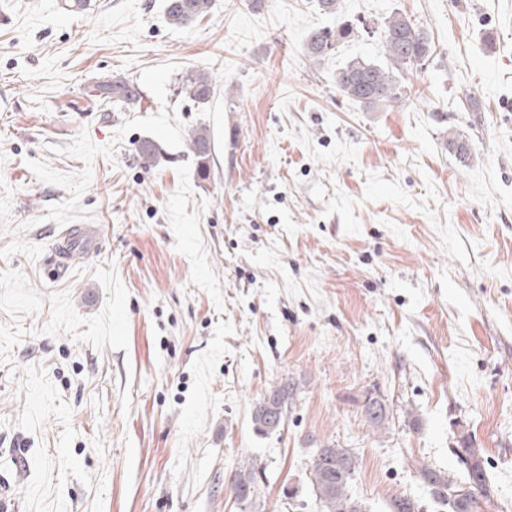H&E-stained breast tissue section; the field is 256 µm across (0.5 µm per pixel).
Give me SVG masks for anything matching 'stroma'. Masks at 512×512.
Instances as JSON below:
<instances>
[{
  "instance_id": "1",
  "label": "stroma",
  "mask_w": 512,
  "mask_h": 512,
  "mask_svg": "<svg viewBox=\"0 0 512 512\" xmlns=\"http://www.w3.org/2000/svg\"><path fill=\"white\" fill-rule=\"evenodd\" d=\"M394 12L432 53L399 106L372 111L336 71L382 60ZM340 13L358 37L313 62L308 33L336 20L316 0H213L181 28L163 0H0V484L16 512H318L327 445L357 458L370 512L399 496L448 512L420 471L463 484L464 438L488 512H512V0ZM190 71L212 75L209 103L180 95ZM109 76L141 104L86 97ZM81 224L97 252L56 266ZM287 379L284 427L257 433L256 400ZM249 464L246 503L232 479ZM188 148L190 153L200 163V170L203 177H205L207 173V160L213 148L208 129L200 127L191 131L188 135Z\"/></svg>"
}]
</instances>
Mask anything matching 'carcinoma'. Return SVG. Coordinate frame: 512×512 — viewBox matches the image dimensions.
<instances>
[{
  "label": "carcinoma",
  "mask_w": 512,
  "mask_h": 512,
  "mask_svg": "<svg viewBox=\"0 0 512 512\" xmlns=\"http://www.w3.org/2000/svg\"><path fill=\"white\" fill-rule=\"evenodd\" d=\"M211 7L212 0H164L163 12L169 25L183 27L207 15ZM356 34V27L348 21L315 29L306 39V55L312 61H321ZM380 42L385 63L353 58L336 71L337 91L368 109L399 103L402 100L400 74L419 65L431 52V41L426 32L400 12L385 18L380 29ZM181 92L197 104L208 103L214 93L212 76L205 72L187 75L182 81ZM86 96L95 103L112 106L114 111L133 107L143 99L139 85L123 77L95 83L86 90ZM188 148L200 163L201 172L207 173V160L212 151L208 129L200 127L191 131ZM448 150L464 163L470 156L469 140L462 134H455L448 138ZM294 391L292 382H281L269 389L266 397L258 399L251 418L256 432L273 434L284 426ZM365 413L375 429L385 428L388 413L380 399H370ZM461 452L469 459L464 484L454 485L426 467L421 469L420 477L438 502L447 505L451 512H481L482 503H491L484 460L479 449L466 443ZM357 465L356 457L346 448L327 446L317 449L309 475L320 512H367L365 504L349 493ZM255 483L254 467L239 470L234 477V492L238 500L248 501Z\"/></svg>",
  "instance_id": "cac0c4a2"
}]
</instances>
